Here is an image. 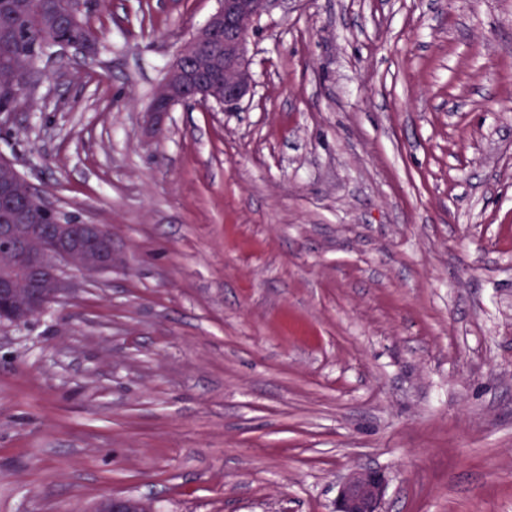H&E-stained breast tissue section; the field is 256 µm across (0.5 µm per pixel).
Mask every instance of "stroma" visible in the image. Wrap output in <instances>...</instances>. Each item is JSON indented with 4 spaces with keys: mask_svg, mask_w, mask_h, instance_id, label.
Listing matches in <instances>:
<instances>
[{
    "mask_svg": "<svg viewBox=\"0 0 512 512\" xmlns=\"http://www.w3.org/2000/svg\"><path fill=\"white\" fill-rule=\"evenodd\" d=\"M216 0H89L0 125L114 266L0 326V512H512V0H286L253 94L147 109ZM387 486L381 470H352L340 483L333 512H382Z\"/></svg>",
    "mask_w": 512,
    "mask_h": 512,
    "instance_id": "stroma-1",
    "label": "stroma"
}]
</instances>
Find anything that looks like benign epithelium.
<instances>
[{
  "mask_svg": "<svg viewBox=\"0 0 512 512\" xmlns=\"http://www.w3.org/2000/svg\"><path fill=\"white\" fill-rule=\"evenodd\" d=\"M280 0H218L207 23L193 33L170 63L148 109L161 124L177 104L239 108L253 92L249 27ZM29 186L15 165H0V184ZM18 224H0V323L21 326L71 288L62 265L81 273L112 270V235L100 224H76L54 215L31 222L23 192L13 193ZM388 479L377 469H355L341 481L333 512H382Z\"/></svg>",
  "mask_w": 512,
  "mask_h": 512,
  "instance_id": "1",
  "label": "benign epithelium"
}]
</instances>
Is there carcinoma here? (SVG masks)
I'll return each mask as SVG.
<instances>
[{
  "label": "carcinoma",
  "mask_w": 512,
  "mask_h": 512,
  "mask_svg": "<svg viewBox=\"0 0 512 512\" xmlns=\"http://www.w3.org/2000/svg\"><path fill=\"white\" fill-rule=\"evenodd\" d=\"M69 0H0V115L16 108L11 86L36 70L44 46L58 39L95 44L98 31L72 20Z\"/></svg>",
  "instance_id": "obj_1"
}]
</instances>
